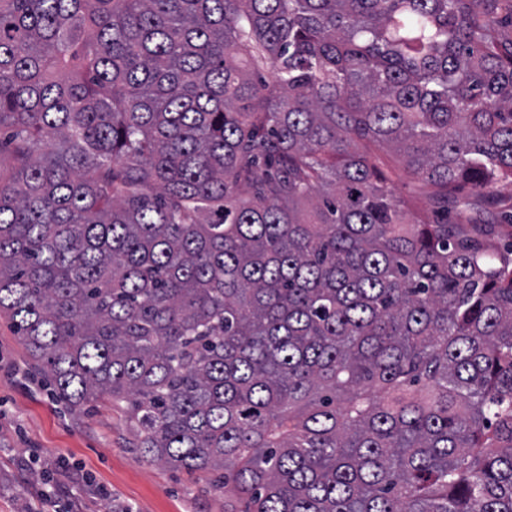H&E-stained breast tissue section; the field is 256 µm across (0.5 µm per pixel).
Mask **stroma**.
Instances as JSON below:
<instances>
[{
  "instance_id": "1",
  "label": "stroma",
  "mask_w": 512,
  "mask_h": 512,
  "mask_svg": "<svg viewBox=\"0 0 512 512\" xmlns=\"http://www.w3.org/2000/svg\"><path fill=\"white\" fill-rule=\"evenodd\" d=\"M130 440L111 403L59 398L0 318V512H224L223 493Z\"/></svg>"
}]
</instances>
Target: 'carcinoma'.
<instances>
[{
    "instance_id": "obj_1",
    "label": "carcinoma",
    "mask_w": 512,
    "mask_h": 512,
    "mask_svg": "<svg viewBox=\"0 0 512 512\" xmlns=\"http://www.w3.org/2000/svg\"><path fill=\"white\" fill-rule=\"evenodd\" d=\"M504 19L0 0V316L224 512H512V213L468 216L512 182ZM385 158V165L383 172L392 186L394 193L408 201L411 212L416 215H422L426 210V198L419 185L415 182L409 174H407L397 163L389 159V157L382 152Z\"/></svg>"
}]
</instances>
